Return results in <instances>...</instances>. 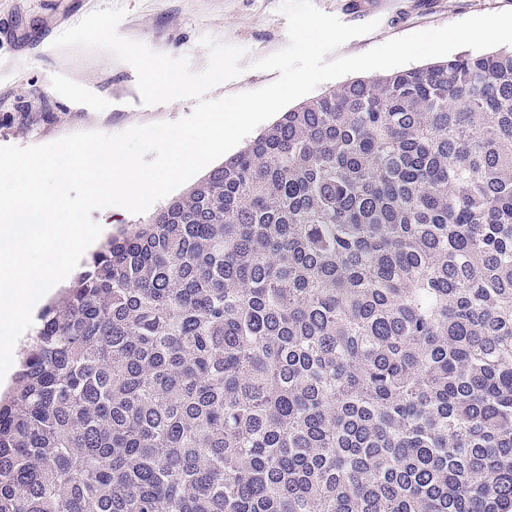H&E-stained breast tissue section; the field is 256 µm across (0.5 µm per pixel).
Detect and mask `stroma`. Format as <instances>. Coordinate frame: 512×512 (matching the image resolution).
<instances>
[{"mask_svg":"<svg viewBox=\"0 0 512 512\" xmlns=\"http://www.w3.org/2000/svg\"><path fill=\"white\" fill-rule=\"evenodd\" d=\"M280 0H0V146H31L81 131L115 134L137 125L174 122L195 102L144 105L137 74L104 50H58L52 43L97 8L118 6L125 16L120 36L153 51L189 57L193 69L208 60L202 36L244 47L246 62L257 50L275 53L288 43ZM512 10V0H390L384 13H360L353 25L377 21L338 56L364 53L390 39L438 28L473 15ZM32 116L19 124L20 113Z\"/></svg>","mask_w":512,"mask_h":512,"instance_id":"stroma-1","label":"stroma"}]
</instances>
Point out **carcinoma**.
<instances>
[{
    "mask_svg": "<svg viewBox=\"0 0 512 512\" xmlns=\"http://www.w3.org/2000/svg\"><path fill=\"white\" fill-rule=\"evenodd\" d=\"M0 512H512V50L328 90L92 253Z\"/></svg>",
    "mask_w": 512,
    "mask_h": 512,
    "instance_id": "carcinoma-1",
    "label": "carcinoma"
}]
</instances>
